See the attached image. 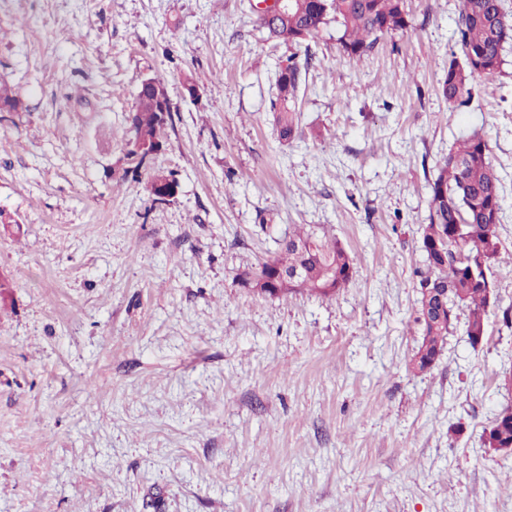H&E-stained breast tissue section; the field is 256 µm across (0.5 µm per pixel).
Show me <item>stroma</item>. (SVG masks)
<instances>
[{"mask_svg":"<svg viewBox=\"0 0 512 512\" xmlns=\"http://www.w3.org/2000/svg\"><path fill=\"white\" fill-rule=\"evenodd\" d=\"M250 3L0 0V512H512V454L483 443L512 403V274L482 344L459 324L408 366L429 184L475 131L512 263V40L459 105V0H405L360 60L327 28L285 141L292 49ZM147 78L172 104L165 204L123 172ZM302 225L345 247L347 288L238 284Z\"/></svg>","mask_w":512,"mask_h":512,"instance_id":"stroma-1","label":"stroma"}]
</instances>
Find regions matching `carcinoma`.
I'll list each match as a JSON object with an SVG mask.
<instances>
[{
	"label": "carcinoma",
	"instance_id": "1",
	"mask_svg": "<svg viewBox=\"0 0 512 512\" xmlns=\"http://www.w3.org/2000/svg\"><path fill=\"white\" fill-rule=\"evenodd\" d=\"M288 14L271 25L259 20L268 37L295 49L308 46L324 29L336 25V44L350 58L369 55L379 41L410 26L403 0H289ZM512 39V26L506 24L501 0H460L458 43L461 58L448 60L442 94L456 103L470 92L471 82L481 75H492L502 64L503 45ZM301 70L296 56L288 58L276 78L277 98L282 109L275 121L283 140L294 137L298 116L295 102ZM164 90L141 85L133 112H153ZM168 121L147 119L138 129L150 143L152 153L163 149ZM130 139L125 155L124 174L139 175L147 161L135 150ZM500 179L487 142L473 133L448 152L430 183L426 224L422 227L421 250L425 268L416 272L420 299L413 323L420 342L409 367L415 372L430 369L440 358L444 342L459 316H464L465 333L471 345L481 343L490 308L488 291L479 282V273L461 263L465 253L486 251L490 258L489 276L498 263L501 242L497 224L501 222ZM299 268L301 283L282 286L275 296L306 291L319 297H332L352 278L353 261L334 237L315 230L294 232L279 242L277 256L255 271L240 274L245 288H271L260 283L273 270ZM484 444L495 452L512 453V406L499 411L485 429Z\"/></svg>",
	"mask_w": 512,
	"mask_h": 512
}]
</instances>
